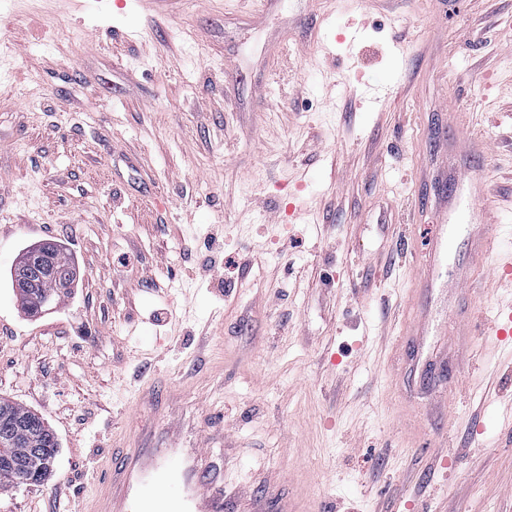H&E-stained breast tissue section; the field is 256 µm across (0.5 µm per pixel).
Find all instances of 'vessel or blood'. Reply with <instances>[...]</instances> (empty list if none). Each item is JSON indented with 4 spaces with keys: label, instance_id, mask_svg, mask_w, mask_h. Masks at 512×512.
<instances>
[{
    "label": "vessel or blood",
    "instance_id": "1",
    "mask_svg": "<svg viewBox=\"0 0 512 512\" xmlns=\"http://www.w3.org/2000/svg\"><path fill=\"white\" fill-rule=\"evenodd\" d=\"M475 192L468 206V219L460 231L468 261L455 275V304L451 309L461 329L472 322L469 291L494 247L495 235L484 207L486 185L471 176ZM447 225H431L425 243L415 244L414 253L440 261L448 252ZM481 335L494 337L498 345L512 348V301L499 306L493 320L479 326ZM429 332L425 321L407 326L406 335L416 337L418 365L429 367L430 359L422 342ZM82 512H224V487L211 473L202 448H151L138 444L114 458L108 482L86 501Z\"/></svg>",
    "mask_w": 512,
    "mask_h": 512
}]
</instances>
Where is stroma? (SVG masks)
<instances>
[{
    "label": "stroma",
    "mask_w": 512,
    "mask_h": 512,
    "mask_svg": "<svg viewBox=\"0 0 512 512\" xmlns=\"http://www.w3.org/2000/svg\"><path fill=\"white\" fill-rule=\"evenodd\" d=\"M462 168L512 250V0H0V398L59 444L0 512H75L144 427L226 512H512V352L446 390L401 334ZM33 254V249L25 251L21 256L18 264H22L30 259ZM48 266V271L42 279V275L36 264L33 262L29 265H20L14 271V282L13 275L11 272L12 288H16L18 293L25 295L30 301L36 303L40 308V296H39V284L41 281V291L48 297V301L51 305H56L61 297L59 295L60 288H57L55 283V273L64 272L71 274L69 283L72 278V263L70 259L64 254L56 244L53 243L51 251L45 260Z\"/></svg>",
    "instance_id": "35a3bbf8"
}]
</instances>
